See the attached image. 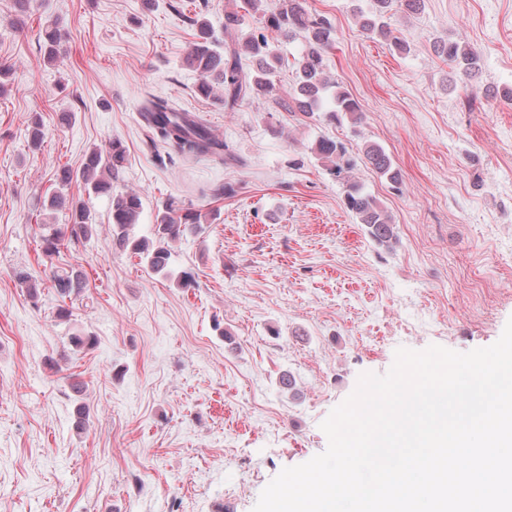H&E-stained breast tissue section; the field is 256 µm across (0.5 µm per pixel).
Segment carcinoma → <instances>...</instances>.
Listing matches in <instances>:
<instances>
[{"label":"carcinoma","instance_id":"carcinoma-1","mask_svg":"<svg viewBox=\"0 0 512 512\" xmlns=\"http://www.w3.org/2000/svg\"><path fill=\"white\" fill-rule=\"evenodd\" d=\"M392 7L393 0H370L368 9L357 8L354 16L361 31L389 39L397 49L404 51L406 46L391 36L387 23ZM241 9L258 16L260 23L269 30L284 37L304 39V51L294 62L295 85L288 98L276 101L278 107L285 111L296 108L308 117L317 116L336 124L346 122L353 128L363 123L364 115L358 103L348 92L338 88L326 71V55L336 44V29L327 18L312 16L304 0H282L274 10L266 9L264 0H243ZM239 10L224 13L227 40L223 42L204 18L198 15L190 18V24L196 29V41L185 58L187 67L201 76L197 93L208 97L213 94L214 85H219L224 89V108L229 111L251 99L274 95L273 76L281 64V58L265 35L255 36L240 30L242 15ZM43 39L47 62H57L64 52L62 34L47 26ZM442 53L464 77L473 79L479 74L481 58L470 46L448 41L443 43ZM141 117L152 143L171 146L186 159L211 157L224 162L239 161L228 144L166 98H148ZM311 153L341 186L347 209L358 223L364 225L368 236L379 246L390 245L396 239L393 219L375 196L364 191L355 178V170L363 165L390 183L399 184L402 172L391 155L374 141L362 142L356 152L351 153L343 143L330 138L317 140ZM125 161L122 142L113 140L104 150L90 151L79 168L63 165L55 170L56 192L50 198V207L70 212V236H65V231L53 224L42 225L39 241L44 256L50 259L59 253L67 239H88L96 232L91 209L85 201L68 193L72 184L80 183L94 195L111 196L112 236L116 245L145 260L153 272L167 273L169 241L187 232H201V215L164 201L156 208L152 237H135L132 229L143 209L141 196L132 190L115 192L112 187V183L119 179ZM50 281L63 302L79 295L85 288L83 271L72 266L52 270Z\"/></svg>","mask_w":512,"mask_h":512}]
</instances>
